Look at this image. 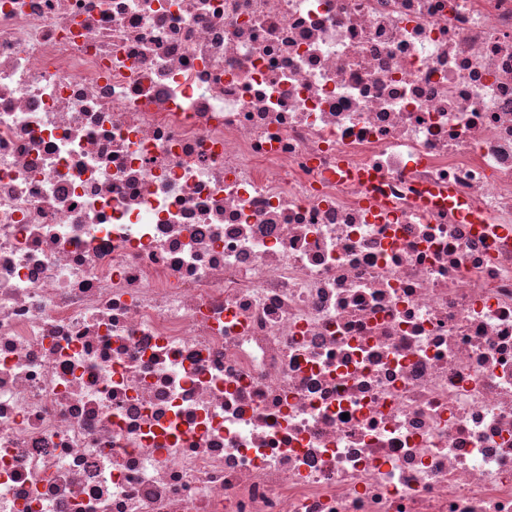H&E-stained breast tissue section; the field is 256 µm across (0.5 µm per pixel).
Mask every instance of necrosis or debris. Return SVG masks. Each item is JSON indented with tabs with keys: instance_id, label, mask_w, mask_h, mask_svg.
<instances>
[{
	"instance_id": "4bbe7bcc",
	"label": "necrosis or debris",
	"mask_w": 512,
	"mask_h": 512,
	"mask_svg": "<svg viewBox=\"0 0 512 512\" xmlns=\"http://www.w3.org/2000/svg\"><path fill=\"white\" fill-rule=\"evenodd\" d=\"M0 512H512V0H0Z\"/></svg>"
}]
</instances>
